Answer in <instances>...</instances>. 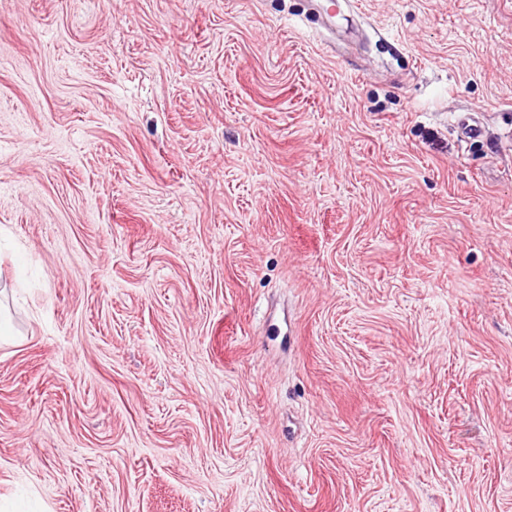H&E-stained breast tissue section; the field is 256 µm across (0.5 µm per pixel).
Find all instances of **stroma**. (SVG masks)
<instances>
[{"mask_svg":"<svg viewBox=\"0 0 512 512\" xmlns=\"http://www.w3.org/2000/svg\"><path fill=\"white\" fill-rule=\"evenodd\" d=\"M0 315V512H512V0H0Z\"/></svg>","mask_w":512,"mask_h":512,"instance_id":"obj_1","label":"stroma"}]
</instances>
